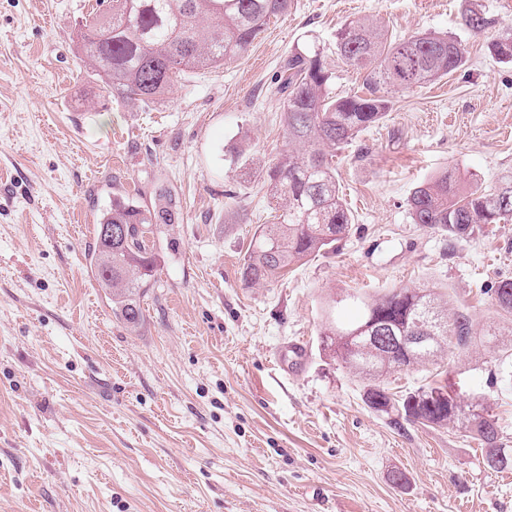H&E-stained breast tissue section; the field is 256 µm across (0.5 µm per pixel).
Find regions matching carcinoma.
<instances>
[{
	"instance_id": "1",
	"label": "carcinoma",
	"mask_w": 512,
	"mask_h": 512,
	"mask_svg": "<svg viewBox=\"0 0 512 512\" xmlns=\"http://www.w3.org/2000/svg\"><path fill=\"white\" fill-rule=\"evenodd\" d=\"M290 0H112L109 12L86 21L82 52L110 93L150 103L172 92L178 76L209 69L248 55L270 19L288 11ZM467 30L480 35L491 25L482 5L470 4L461 16ZM336 56L366 73L365 93L338 96L330 90L332 73L321 53L295 51L286 59L279 80L288 90L281 121L288 150L263 173L270 197L281 211L279 224H264L243 259L240 276L249 286L264 285L349 234L352 215L340 195L332 165L336 150L382 120L392 108L388 88L411 90L457 71L466 49L449 33L424 31L391 39L373 20L352 19L336 31ZM493 54L512 61V37L491 44ZM413 223L464 240L481 224L512 221V171L487 189L477 180L462 185L444 172L415 189L409 199ZM172 201L156 210L125 198L112 199L95 225L96 242L88 252L89 269L99 287L108 290L112 315L130 327L143 319L140 299L156 267L146 247L148 224H173ZM118 230L109 234L110 229ZM346 299L360 308L351 324L336 321L337 301L326 311L323 350L368 381L363 400L377 412L397 411L394 424L443 427L455 424L474 435L485 468L512 470V448L506 447L494 417L483 405L465 404L455 386L437 382L398 400L379 383L380 377L416 366L435 364L472 345L474 336L497 344L500 328L488 324L473 330L471 317L448 313L427 288H383L372 295L354 291ZM495 306L512 314V281L494 288ZM429 328L426 348L407 344L396 349L376 339L416 336Z\"/></svg>"
}]
</instances>
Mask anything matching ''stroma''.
<instances>
[{
  "mask_svg": "<svg viewBox=\"0 0 512 512\" xmlns=\"http://www.w3.org/2000/svg\"><path fill=\"white\" fill-rule=\"evenodd\" d=\"M480 2L495 24L476 37L467 0H291L247 57L145 106L84 61L96 0H0V512H512V471L486 470L458 427L395 426L322 349L325 300L354 321L353 288L431 287L475 326L512 328L490 294L512 280V222L452 243L408 206L443 172L492 187L512 171V63L487 49L512 33V0ZM361 17L451 33L466 63L391 89V112L337 150L350 234L247 286L250 240L279 221L261 171L288 147L280 68L318 50L333 93L360 91L335 37ZM165 190L179 218L146 236L157 265L131 329L86 255L112 196L150 205ZM494 359L477 343L382 383L402 397L450 377L512 448V381Z\"/></svg>",
  "mask_w": 512,
  "mask_h": 512,
  "instance_id": "stroma-1",
  "label": "stroma"
}]
</instances>
